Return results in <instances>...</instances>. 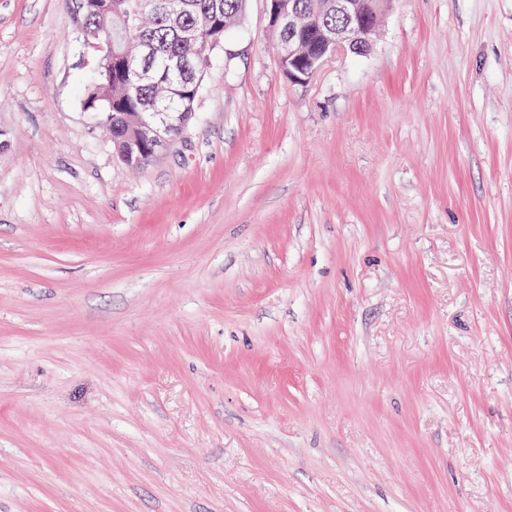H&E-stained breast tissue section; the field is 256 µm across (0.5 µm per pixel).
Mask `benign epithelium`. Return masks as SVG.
I'll return each instance as SVG.
<instances>
[{"label":"benign epithelium","instance_id":"7a95c632","mask_svg":"<svg viewBox=\"0 0 512 512\" xmlns=\"http://www.w3.org/2000/svg\"><path fill=\"white\" fill-rule=\"evenodd\" d=\"M268 27L288 30V39L276 42L279 68L295 83L310 81L336 51L355 55L368 54L374 44L378 22L392 0H327L326 13H334L339 23L318 29V45L306 39L309 23L298 0H265ZM161 7L172 24L177 25L189 9L188 0H161ZM142 135L148 149L146 157L154 158L159 151L176 141L162 134L160 124L141 121Z\"/></svg>","mask_w":512,"mask_h":512}]
</instances>
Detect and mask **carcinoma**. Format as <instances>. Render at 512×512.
Here are the masks:
<instances>
[{
	"label": "carcinoma",
	"mask_w": 512,
	"mask_h": 512,
	"mask_svg": "<svg viewBox=\"0 0 512 512\" xmlns=\"http://www.w3.org/2000/svg\"><path fill=\"white\" fill-rule=\"evenodd\" d=\"M247 0H193V8L182 19V27L194 37L198 52L182 72L166 69L171 56L183 52L181 32L171 28L161 13L159 0H76L84 22L82 38L89 48L112 41L119 52L130 41H146L153 51L137 58L132 69L122 71L112 65V105L97 104V111L112 112V145L126 165H146L138 149L139 126L134 113L146 115L164 108L173 122L187 123V113L195 111L203 78L208 70L205 55L215 49V35L196 31L197 15L218 7L224 19V32H231L246 10Z\"/></svg>",
	"instance_id": "1"
}]
</instances>
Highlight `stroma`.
<instances>
[{"label": "stroma", "instance_id": "obj_1", "mask_svg": "<svg viewBox=\"0 0 512 512\" xmlns=\"http://www.w3.org/2000/svg\"><path fill=\"white\" fill-rule=\"evenodd\" d=\"M70 0H0V512H512V0L281 72L265 0L117 157ZM163 123H165L163 119L161 123H149L141 118L143 139L148 144L147 158H155L161 149L181 138V136H164L160 130V126Z\"/></svg>", "mask_w": 512, "mask_h": 512}]
</instances>
